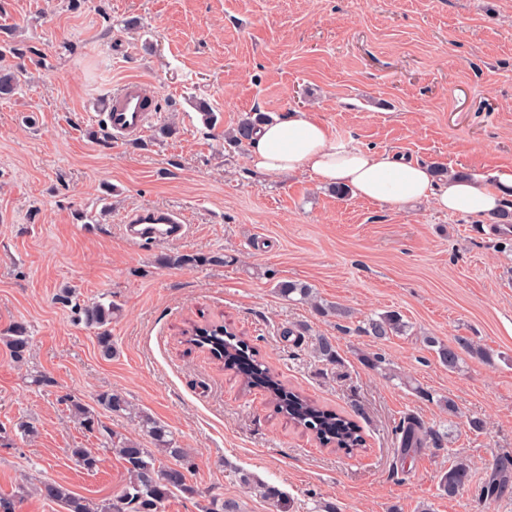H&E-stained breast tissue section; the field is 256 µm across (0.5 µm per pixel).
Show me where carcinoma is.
<instances>
[{
  "instance_id": "1",
  "label": "carcinoma",
  "mask_w": 512,
  "mask_h": 512,
  "mask_svg": "<svg viewBox=\"0 0 512 512\" xmlns=\"http://www.w3.org/2000/svg\"><path fill=\"white\" fill-rule=\"evenodd\" d=\"M8 54L15 58L21 56L20 49L15 46L8 48ZM6 55L0 53V99L13 97L27 74V68L23 64L8 62ZM265 120L266 117L259 112L241 120L235 129L233 142L240 145L250 140L256 126ZM160 261L167 266L187 267L218 263L220 258L174 253L161 257ZM279 291L287 297L296 293L302 300H309L313 295V289L303 283H282L279 285ZM58 300L65 306L75 304L78 316L85 325L96 330V340L102 354L106 357L112 356V335L109 328L112 323V304L105 305L99 302L81 305L75 302L74 295L69 289L62 291L58 295ZM406 328L407 325L399 313L388 311L376 318L368 319L365 332L378 340H384L404 333ZM202 329L208 332V336L197 342V345L224 348V366L229 369L238 368L245 344L235 341V334L224 329L222 325H204ZM0 340L4 342L14 362L23 363L27 360L31 350V337L24 324L10 325L0 333ZM426 342L437 347L438 357L448 369L458 366L459 355L456 345L441 343L430 336L426 338ZM253 366V371L245 374V386L259 387L267 391L282 412L297 425L312 431L321 444L345 448L349 452L362 446L359 428L352 420L284 388L275 374L261 363L255 361ZM98 404L110 413L122 414L130 411L129 402L117 392L99 393ZM69 405L74 416L86 430L93 431L99 426L98 416L84 404L71 400ZM137 426L141 434L153 442L156 449L170 460V464H161L151 449L142 446L141 441L112 434V445L124 461L128 474V480L117 500L95 502L72 493L55 481L40 483L36 487L37 493L60 506L63 512H162L165 502L177 493L195 495L194 486L188 482V473L193 469L192 455L180 446L175 436L164 425L149 415H138ZM420 444L418 428L409 426L403 430V454L415 451ZM70 454L84 470L93 472L98 468L97 456L87 449L72 448ZM470 480L468 464L457 461L443 474L440 486L448 496L454 497ZM202 512H242V508L239 501L232 498H211L202 506Z\"/></svg>"
}]
</instances>
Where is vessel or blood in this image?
<instances>
[{"label":"vessel or blood","instance_id":"vessel-or-blood-1","mask_svg":"<svg viewBox=\"0 0 512 512\" xmlns=\"http://www.w3.org/2000/svg\"><path fill=\"white\" fill-rule=\"evenodd\" d=\"M156 98L151 84L136 78L123 81L103 97L98 108L113 139L127 140L145 132L154 116ZM120 230L130 245L142 246L183 239L189 227L184 212L166 208L129 212Z\"/></svg>","mask_w":512,"mask_h":512}]
</instances>
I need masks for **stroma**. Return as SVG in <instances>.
I'll use <instances>...</instances> for the list:
<instances>
[{"label": "stroma", "mask_w": 512, "mask_h": 512, "mask_svg": "<svg viewBox=\"0 0 512 512\" xmlns=\"http://www.w3.org/2000/svg\"><path fill=\"white\" fill-rule=\"evenodd\" d=\"M130 18L137 28H124ZM13 44L34 51L20 94L0 99V330L21 322L32 338L22 363L0 343V428L11 433L0 494L27 485L18 512H59L35 491L47 479L97 502L121 492L111 437L135 430L99 409L107 390L193 457L197 496L174 495L164 512H200L214 495L243 512H512V229L495 215L398 211L307 174L265 175L227 140L251 113L304 110L337 142L453 176L512 169V0H0V47ZM131 77L152 83L159 110L118 143L95 105ZM200 100L220 112L216 127L202 124ZM144 207L182 210L188 236L129 246L121 218ZM177 252L210 261L160 265ZM288 281L348 317L282 297ZM65 288L113 304L112 356L59 302ZM390 310L405 335L362 332ZM194 324L224 325L285 388L353 420L362 448L320 447L188 344ZM321 336L335 361L315 356ZM429 336L466 341L457 369ZM70 397L97 412L98 430L73 417ZM22 420L34 439L13 436ZM411 420L425 441L405 456ZM75 446L97 456L95 472L75 464ZM459 459L472 476L451 498L440 479Z\"/></svg>", "instance_id": "35a3bbf8"}]
</instances>
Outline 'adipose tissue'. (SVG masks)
I'll use <instances>...</instances> for the list:
<instances>
[{
  "label": "adipose tissue",
  "mask_w": 512,
  "mask_h": 512,
  "mask_svg": "<svg viewBox=\"0 0 512 512\" xmlns=\"http://www.w3.org/2000/svg\"><path fill=\"white\" fill-rule=\"evenodd\" d=\"M248 162L270 175L306 173L364 200L400 209L427 202L439 211L475 219L495 213L512 195V169L497 173L490 182L452 177L442 184L428 166L388 151L336 142L327 127L305 111L257 126L249 142Z\"/></svg>",
  "instance_id": "1"
}]
</instances>
